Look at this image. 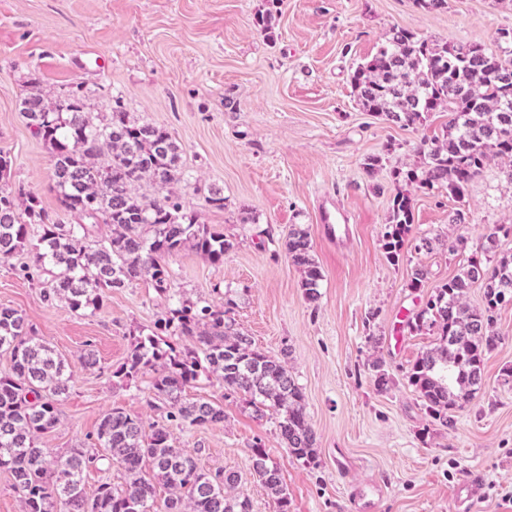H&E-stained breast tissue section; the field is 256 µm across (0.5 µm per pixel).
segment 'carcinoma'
<instances>
[{
  "label": "carcinoma",
  "instance_id": "carcinoma-1",
  "mask_svg": "<svg viewBox=\"0 0 512 512\" xmlns=\"http://www.w3.org/2000/svg\"><path fill=\"white\" fill-rule=\"evenodd\" d=\"M274 21L271 9L256 20L270 41ZM351 85L364 111L401 127L418 128L431 113H448L443 135L421 144L419 163L392 171L396 184L446 190L461 201L491 161L512 160V29L498 32L497 51L490 52L478 41H428L394 27L355 68ZM19 107L51 149L52 188L73 219L69 224L50 221L32 194L20 209L15 194L0 187V259L30 253L36 269L47 276L44 298L63 301L81 315L93 314L110 291L140 280L157 294L173 297L168 258L187 247L214 264L224 262L233 242L200 223L172 190L184 181V172L181 149L167 129L130 120L119 104L96 121L80 88L54 102L27 92ZM144 185L166 194L149 196L141 192ZM413 209L411 193L397 189L384 235L393 264L411 232ZM99 224L108 226L106 234H95ZM285 247L303 270L306 298L317 302L321 272L308 233L291 225ZM476 282L483 287L479 308L464 301ZM507 300L512 301V254L492 267L473 254L461 273L435 286L407 321L412 333L438 330L435 345L407 375L429 418L450 422L448 411L481 387L484 358L498 338V311ZM235 305L230 297L222 306L178 301L151 334L135 340L113 376L129 380L151 374L149 404L161 403L170 421L205 428L224 422L223 406L183 399L205 363L224 390L247 396L256 414L278 415L288 453L310 464L317 451L302 389L284 361L254 348L235 327ZM159 334L187 337L196 348L164 349ZM0 352L12 361L11 370L0 374V471L11 476L22 512H252L250 499L234 493L236 472H205L198 452L177 447L165 426L147 429L118 407L101 417L95 448L77 445L56 452L44 447L59 423L72 364L36 339L24 315L11 308L0 309ZM103 462L124 471L125 486L114 489L106 481L89 495L85 473ZM250 463L276 512H288L280 469L258 444L251 448ZM159 486L166 489L161 500Z\"/></svg>",
  "mask_w": 512,
  "mask_h": 512
}]
</instances>
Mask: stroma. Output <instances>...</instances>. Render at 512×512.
Listing matches in <instances>:
<instances>
[{
    "label": "stroma",
    "instance_id": "stroma-1",
    "mask_svg": "<svg viewBox=\"0 0 512 512\" xmlns=\"http://www.w3.org/2000/svg\"><path fill=\"white\" fill-rule=\"evenodd\" d=\"M269 7L270 0H0V155L11 161L9 190L36 195L61 220L50 149L22 118V93L54 100L80 87L93 113L118 103L131 119L165 127L183 150L187 182L179 191L187 208L234 243L220 264L190 249L170 257L177 297L220 305L232 295L237 329L284 360L303 390L315 462L289 455L277 415H256L206 372L185 396L223 405V423L166 422L148 403L149 376L122 380L113 372L168 301L138 281L113 290L95 314L79 315L44 299L23 273V253L0 261V308L19 310L74 364L45 445L63 451L93 441L103 413L120 407L146 424H167L203 469L236 472V492L250 498L252 512H275L250 471L256 444L280 469L289 512H353V489L369 484L384 489L376 512H459L453 488L474 470L484 478L475 512H512L502 503L512 497V383L501 376L512 366V303L498 314L483 385L447 424L427 416L406 379L435 337L405 326L465 256L479 254L491 266L512 252V236L487 239L496 226L512 225V181L495 161L464 201L412 189V234L439 243L429 252L405 245L391 264L384 249L396 192L390 171L416 163V146L441 135L448 115L435 112L424 126L405 129L364 112L350 85L357 63L394 27L495 50L499 30L512 29V0H448L440 12L412 0H280L272 41L256 24ZM228 99L233 108H225ZM374 155L385 166L371 175L364 163ZM213 186L224 190L223 209L205 202ZM322 195L348 214L349 238L325 237L316 210ZM459 208L469 214L463 226L450 221ZM293 224L307 230L322 274L314 304L285 248ZM417 266L429 279L415 290L408 281ZM88 349L98 359L91 371L77 364ZM378 359L394 379L384 390L371 369Z\"/></svg>",
    "mask_w": 512,
    "mask_h": 512
}]
</instances>
